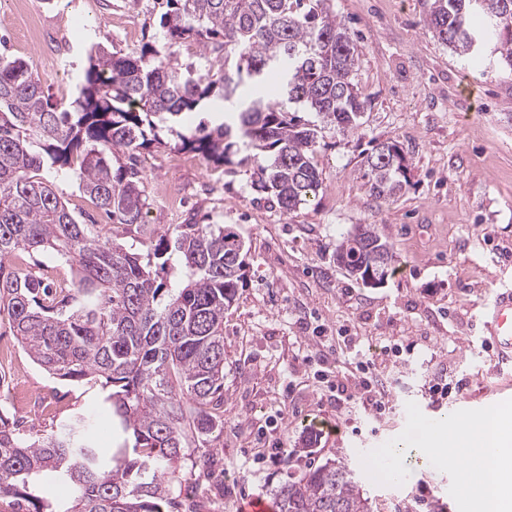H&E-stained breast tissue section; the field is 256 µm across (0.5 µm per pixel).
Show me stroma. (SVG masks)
Listing matches in <instances>:
<instances>
[{"instance_id":"35a3bbf8","label":"stroma","mask_w":512,"mask_h":512,"mask_svg":"<svg viewBox=\"0 0 512 512\" xmlns=\"http://www.w3.org/2000/svg\"><path fill=\"white\" fill-rule=\"evenodd\" d=\"M338 19L363 49L354 81L369 100L357 135L328 131L314 161L322 179L317 202L281 211L256 191L250 173L201 155L155 145L137 154L149 204L146 224H230L248 249L246 278L224 313V424L181 461L172 495L179 512H234L241 498H271L292 470L271 456L310 439L311 462L344 452L371 512H458L450 478L425 454L406 456L399 486L375 484L360 456L397 437L415 402L428 418L512 399L495 389L483 316L494 294L512 290V68L471 61L433 38L424 0H332ZM38 20L48 45L28 38ZM153 0H0V35L10 56L30 60L52 100L71 102L102 43L128 51L157 33ZM401 143L411 185L385 200L360 171L374 143ZM360 224L382 225L396 270L376 287L356 283L336 263V246ZM362 336L372 353L381 337L402 350L399 380L375 415L338 410L315 371L322 353L315 327ZM0 349L29 378L21 430L36 436L72 415L98 411L96 389L52 379L34 364L0 318ZM443 365L464 388L444 398L431 389Z\"/></svg>"}]
</instances>
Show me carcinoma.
<instances>
[{
  "label": "carcinoma",
  "mask_w": 512,
  "mask_h": 512,
  "mask_svg": "<svg viewBox=\"0 0 512 512\" xmlns=\"http://www.w3.org/2000/svg\"><path fill=\"white\" fill-rule=\"evenodd\" d=\"M159 37L125 55L91 45L72 102L45 94L31 63L0 56V317L50 377L98 388L115 435L100 461L97 425L81 415L30 439L0 410V499L17 512H167L189 438L211 433L224 405V311L245 276V244L230 225L145 227V190L136 152L152 144L190 150L251 171L252 183L285 212L322 187L314 154L319 133H358L368 107L353 83L360 50L330 0H154ZM425 27L462 57L484 41L512 69V0H428ZM193 42L183 66L176 47ZM224 105L232 119L190 113ZM128 153L113 169L110 156ZM68 169L111 223L144 237L131 252L94 224L77 221L44 175ZM370 191L395 198L410 185L398 142L375 144L363 159ZM385 230L360 224L336 247V262L374 287L393 269ZM52 252L71 262L60 288L5 262ZM44 480L70 488L55 501ZM275 512H369L353 470L340 460L308 465L273 494Z\"/></svg>",
  "instance_id": "cac0c4a2"
}]
</instances>
